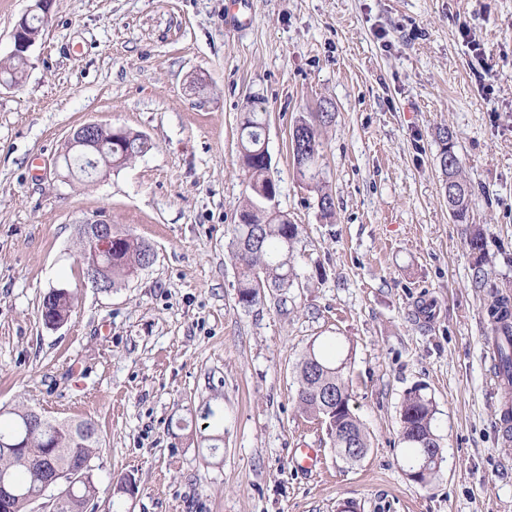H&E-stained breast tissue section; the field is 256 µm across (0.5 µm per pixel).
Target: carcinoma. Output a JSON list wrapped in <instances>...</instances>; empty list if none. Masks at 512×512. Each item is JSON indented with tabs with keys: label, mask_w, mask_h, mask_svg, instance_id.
Segmentation results:
<instances>
[{
	"label": "carcinoma",
	"mask_w": 512,
	"mask_h": 512,
	"mask_svg": "<svg viewBox=\"0 0 512 512\" xmlns=\"http://www.w3.org/2000/svg\"><path fill=\"white\" fill-rule=\"evenodd\" d=\"M263 111L252 107L241 121L240 161L250 196L231 225V259L240 269L238 300L244 306H254L265 299V291L284 295L293 285L296 273L292 263L293 248L299 235V225L291 223L277 208L279 187L269 175L270 166L260 153L265 144ZM334 113L318 112L312 119H301L293 128L290 150L297 176L314 181L318 206L323 218L334 215L335 202L320 180H315L322 149L320 128L331 123ZM441 144L439 167L445 176L448 211L458 224L469 221L473 192L462 175L461 159L456 152L453 134L439 132ZM148 148L143 135L129 132L122 151L137 157ZM112 254L99 259L107 269L111 286L115 287L154 261L151 246L128 233L113 235ZM74 295L64 288L46 293L40 306L43 323L68 321ZM498 347L497 374L512 387V311L508 299L497 297L489 306ZM347 360H336L325 344L310 345L297 365V404L303 413L331 425L332 431L349 435L353 447L366 452L368 434L352 412L349 401V381L345 376ZM344 408L336 409V403ZM436 410L422 388L408 392L400 410V440L409 450L408 460L424 458L433 448L442 451L440 437L434 428ZM8 424L0 422V478L9 480L19 494L5 506L3 512H32V501L44 495L45 476L56 472L81 471V480L62 499L60 507L47 504L46 512H95L99 489L92 478L91 460L100 438L94 420L58 421L45 418L32 406H18L7 412ZM208 448L218 450L223 443L220 431L223 418L213 409L200 414Z\"/></svg>",
	"instance_id": "obj_1"
}]
</instances>
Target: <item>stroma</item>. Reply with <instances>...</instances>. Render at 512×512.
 <instances>
[{"label": "stroma", "instance_id": "35a3bbf8", "mask_svg": "<svg viewBox=\"0 0 512 512\" xmlns=\"http://www.w3.org/2000/svg\"><path fill=\"white\" fill-rule=\"evenodd\" d=\"M257 100L279 208L301 229L283 313L239 304L230 258ZM326 103L330 219L290 153ZM89 122L150 148L69 176L66 139ZM443 127L474 192L466 224L442 187ZM98 215L155 252L104 293L81 285L78 229ZM53 288L74 294L56 329L38 313ZM496 294L512 297V0H55L23 78L0 87V408L97 423V512H512L486 353ZM328 338L370 437L353 465L296 402V364ZM417 386L443 450L426 486L399 436ZM208 407L224 418L215 452L193 423ZM298 448L321 471L300 472Z\"/></svg>", "mask_w": 512, "mask_h": 512}]
</instances>
